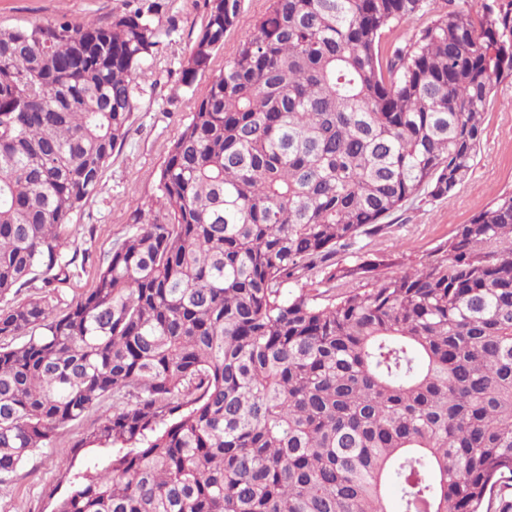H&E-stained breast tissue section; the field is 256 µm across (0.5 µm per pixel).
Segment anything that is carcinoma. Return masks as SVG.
<instances>
[{"mask_svg": "<svg viewBox=\"0 0 512 512\" xmlns=\"http://www.w3.org/2000/svg\"><path fill=\"white\" fill-rule=\"evenodd\" d=\"M428 0H272L197 102L164 213L61 316L0 308V482L110 393L54 512H480L512 479V193L395 275L331 262L470 174L512 75V0L455 6L382 56ZM182 81L240 0H206ZM158 45L112 23L0 31V300L72 275L63 230L100 187ZM325 271L324 291L301 287ZM353 285L336 294L335 283Z\"/></svg>", "mask_w": 512, "mask_h": 512, "instance_id": "obj_1", "label": "carcinoma"}]
</instances>
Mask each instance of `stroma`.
I'll return each mask as SVG.
<instances>
[{
  "instance_id": "stroma-1",
  "label": "stroma",
  "mask_w": 512,
  "mask_h": 512,
  "mask_svg": "<svg viewBox=\"0 0 512 512\" xmlns=\"http://www.w3.org/2000/svg\"><path fill=\"white\" fill-rule=\"evenodd\" d=\"M149 9V19L160 33L152 58L136 80V108L128 131L101 173L100 189L84 204L65 230V257L75 258L77 272L53 292L41 281L9 295L12 303L48 296L55 314L93 288L99 270L112 251L131 234L135 218L151 221L158 215L160 173L170 148L190 122L195 103L203 97L214 76L252 31L270 0H241L240 14L224 35L208 70L192 84L181 81V72L197 35L207 20L205 0H137ZM127 0H0V30L66 20L74 25L110 23L124 12ZM448 0H431L427 11L417 13L385 32L383 51L405 43L438 15L447 12ZM484 133L475 166L449 197L434 200L420 195L386 217L377 232L358 238L351 247L339 248L335 261L352 265L364 259H385L389 273H398L432 260L437 247L454 235L502 194L512 191V76L502 77L484 112ZM114 402L103 396L81 419L62 429L50 447L34 452L17 470L13 480L0 485V512H51L54 495L65 490L64 473L75 458L106 462L103 447L77 449L100 419L111 414Z\"/></svg>"
}]
</instances>
